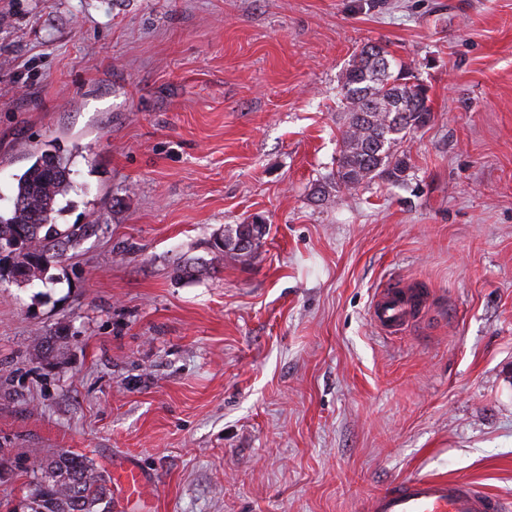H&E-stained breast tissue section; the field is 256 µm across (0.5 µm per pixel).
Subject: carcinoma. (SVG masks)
<instances>
[{
	"instance_id": "carcinoma-1",
	"label": "carcinoma",
	"mask_w": 512,
	"mask_h": 512,
	"mask_svg": "<svg viewBox=\"0 0 512 512\" xmlns=\"http://www.w3.org/2000/svg\"><path fill=\"white\" fill-rule=\"evenodd\" d=\"M345 123L336 169V192L376 180L405 183L411 168L402 145L434 119L428 88L405 63L379 44H365L342 73ZM72 162L57 151L34 149L12 186L11 207L0 211V277L18 284L53 280L49 271L95 232L93 224H59L62 202L73 190ZM267 226L255 220L224 228L211 244L214 269L225 257L244 258L262 244ZM31 512H111L110 478L82 455L60 452L39 461Z\"/></svg>"
}]
</instances>
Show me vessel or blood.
Wrapping results in <instances>:
<instances>
[{"mask_svg": "<svg viewBox=\"0 0 512 512\" xmlns=\"http://www.w3.org/2000/svg\"><path fill=\"white\" fill-rule=\"evenodd\" d=\"M429 305L426 289L392 286L379 290L370 318L383 332L408 327ZM148 483L146 473L132 460L112 465V508L124 512V503L140 497ZM365 512H512V500L463 478L417 476L391 484L368 497Z\"/></svg>", "mask_w": 512, "mask_h": 512, "instance_id": "obj_1", "label": "vessel or blood"}]
</instances>
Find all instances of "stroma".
I'll list each match as a JSON object with an SVG mask.
<instances>
[{"mask_svg":"<svg viewBox=\"0 0 512 512\" xmlns=\"http://www.w3.org/2000/svg\"><path fill=\"white\" fill-rule=\"evenodd\" d=\"M429 90L402 185L336 194L340 77ZM73 154L55 284L0 279V503L39 458L136 461L130 512H359L413 476L512 499V0H0V208ZM247 262L178 278L225 226ZM431 291L383 336L376 290ZM267 226L255 220L251 224H235L224 228V235L216 237L211 244L210 259H197L194 264L201 269L209 267L215 269L224 257L232 258L251 257L262 244L266 235Z\"/></svg>","mask_w":512,"mask_h":512,"instance_id":"1","label":"stroma"}]
</instances>
